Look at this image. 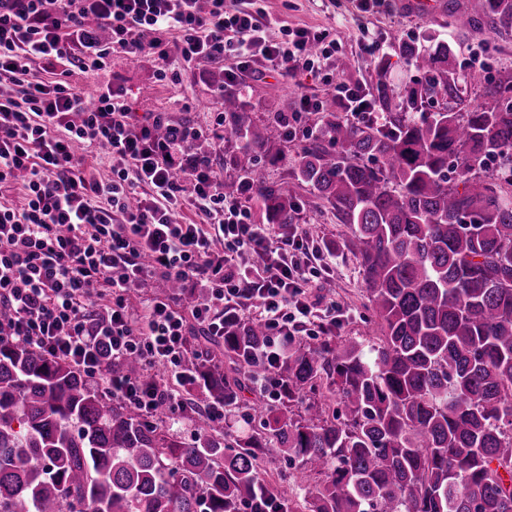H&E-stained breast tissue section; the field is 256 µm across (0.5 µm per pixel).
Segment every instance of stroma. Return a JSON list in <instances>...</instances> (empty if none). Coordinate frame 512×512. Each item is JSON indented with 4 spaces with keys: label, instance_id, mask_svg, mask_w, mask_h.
Returning <instances> with one entry per match:
<instances>
[{
    "label": "stroma",
    "instance_id": "obj_1",
    "mask_svg": "<svg viewBox=\"0 0 512 512\" xmlns=\"http://www.w3.org/2000/svg\"><path fill=\"white\" fill-rule=\"evenodd\" d=\"M444 11L426 16L406 10L401 0H382L371 14L357 11L352 0H250L252 11L277 18L289 27L335 29L341 46L336 55L322 61L323 72L338 78L371 85L375 77L373 55L361 52L360 44L382 45L388 62V78L397 94H405L417 79L407 61L395 51L396 39L445 41L452 45L461 74H468L464 62L470 48L490 42L494 57L492 66L512 73V35L495 34L485 22L460 31L453 25L457 12L477 13V0H446ZM155 64L143 58L130 60L116 57L109 74L115 85L128 92L132 109L138 113L162 112L174 122L202 125L212 113L223 111L224 100L214 92L219 71H192L180 82L161 83L154 77ZM292 81L271 76L262 64H255L242 90L247 112L266 118L277 112L284 96H295ZM298 224L315 238L321 239L327 252L322 261L330 268L329 275L314 280L312 298L320 308L335 305L340 321L337 339L358 338L369 341L377 334L376 318L367 305L365 284L352 255L343 245L349 229L337 222L333 213L312 193H304L298 212Z\"/></svg>",
    "mask_w": 512,
    "mask_h": 512
}]
</instances>
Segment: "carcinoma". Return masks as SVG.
Here are the masks:
<instances>
[{
  "mask_svg": "<svg viewBox=\"0 0 512 512\" xmlns=\"http://www.w3.org/2000/svg\"><path fill=\"white\" fill-rule=\"evenodd\" d=\"M478 5L512 33V0ZM396 51L416 84L395 95L379 61L378 120L321 116L286 185L261 159L289 141L290 104L256 121L224 95V141L238 148L225 193H248L284 234L302 187L330 205L349 226L377 341L299 338L274 356L262 324L228 312L224 335L190 340L191 445L68 362L0 340V512H512V74L478 79L490 105L462 109L448 43L400 39ZM426 101L436 111H419ZM116 370L149 378L134 357L103 361L100 376ZM266 379L276 404L255 400L246 437L206 415ZM269 455L298 459L304 496L261 476Z\"/></svg>",
  "mask_w": 512,
  "mask_h": 512,
  "instance_id": "1",
  "label": "carcinoma"
}]
</instances>
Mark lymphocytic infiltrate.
I'll return each instance as SVG.
<instances>
[{"label":"lymphocytic infiltrate","mask_w":512,"mask_h":512,"mask_svg":"<svg viewBox=\"0 0 512 512\" xmlns=\"http://www.w3.org/2000/svg\"><path fill=\"white\" fill-rule=\"evenodd\" d=\"M338 46L326 29L286 27L267 39L252 12L226 0H0V189L23 193L22 204L0 202V339L34 344L153 417L184 411L174 388L193 378L190 326L223 335L235 310L274 339L309 335L320 244L256 223L247 198L225 194L212 157L195 151L223 115L202 128L135 113L106 75L118 55L152 59L161 82L232 56L224 86L237 89L260 60L284 79L321 74L339 111L374 118L363 86L322 74ZM76 69L102 76L94 99L72 82ZM163 125L170 135L160 139ZM99 156L110 178L87 175ZM187 209L202 222H182ZM157 275L206 283L209 299L189 309L153 296L133 304ZM104 357H135L164 375L102 377Z\"/></svg>","instance_id":"1"}]
</instances>
